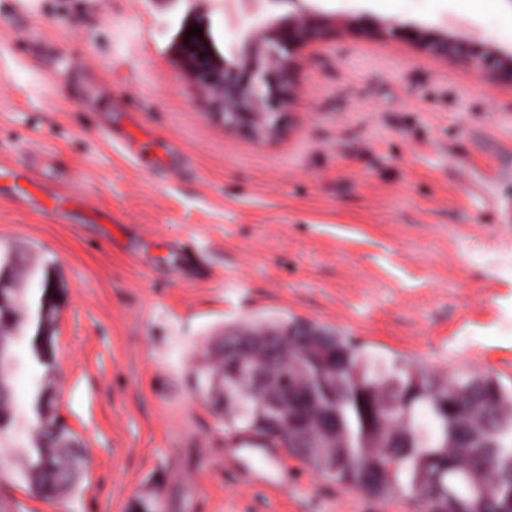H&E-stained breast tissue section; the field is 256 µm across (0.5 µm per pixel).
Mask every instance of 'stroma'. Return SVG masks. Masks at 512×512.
Listing matches in <instances>:
<instances>
[{"instance_id": "1", "label": "stroma", "mask_w": 512, "mask_h": 512, "mask_svg": "<svg viewBox=\"0 0 512 512\" xmlns=\"http://www.w3.org/2000/svg\"><path fill=\"white\" fill-rule=\"evenodd\" d=\"M300 13L328 35L293 53L290 133L226 135L179 67L182 29L209 22L229 61ZM361 14L512 52V0H0V185L24 171L81 201L62 217L0 197V250L65 286L47 380L87 458L53 500L1 458L9 512H412L225 431L194 370L234 324H314L512 385V88L341 27ZM129 113L180 164L105 141Z\"/></svg>"}]
</instances>
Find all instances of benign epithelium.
Segmentation results:
<instances>
[{
  "mask_svg": "<svg viewBox=\"0 0 512 512\" xmlns=\"http://www.w3.org/2000/svg\"><path fill=\"white\" fill-rule=\"evenodd\" d=\"M344 28L368 39H386L397 33L417 51L443 60L463 59L476 73L499 85L512 87V55L491 47L479 48L448 35L445 28L428 32L390 27L366 15L344 23ZM323 26L311 15L273 20L244 35L229 64L211 50L207 27L203 37L180 42L179 63L198 89L209 97L214 116L224 132L253 141L272 140L286 131V108L292 96L291 51L322 37Z\"/></svg>",
  "mask_w": 512,
  "mask_h": 512,
  "instance_id": "obj_1",
  "label": "benign epithelium"
}]
</instances>
